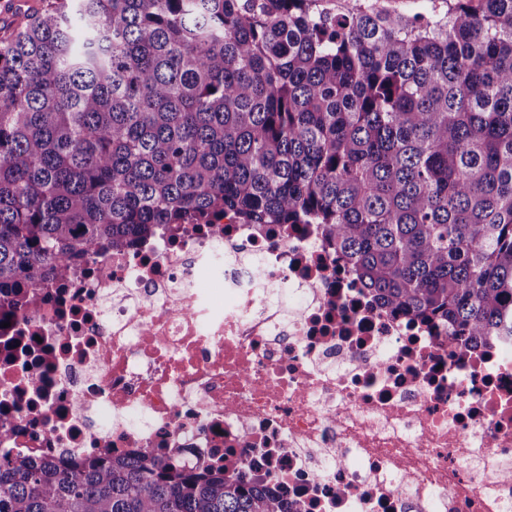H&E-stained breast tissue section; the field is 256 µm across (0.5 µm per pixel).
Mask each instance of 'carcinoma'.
Returning <instances> with one entry per match:
<instances>
[{"mask_svg": "<svg viewBox=\"0 0 512 512\" xmlns=\"http://www.w3.org/2000/svg\"><path fill=\"white\" fill-rule=\"evenodd\" d=\"M47 0L0 29V322L231 213L316 224L385 308L512 347V0ZM0 512H307L149 450L0 458Z\"/></svg>", "mask_w": 512, "mask_h": 512, "instance_id": "1", "label": "carcinoma"}]
</instances>
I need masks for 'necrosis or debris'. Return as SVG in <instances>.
I'll list each match as a JSON object with an SVG mask.
<instances>
[{"label":"necrosis or debris","mask_w":512,"mask_h":512,"mask_svg":"<svg viewBox=\"0 0 512 512\" xmlns=\"http://www.w3.org/2000/svg\"><path fill=\"white\" fill-rule=\"evenodd\" d=\"M0 333V457L269 469L310 512H512V354L382 308L311 224L103 252Z\"/></svg>","instance_id":"4bbe7bcc"}]
</instances>
